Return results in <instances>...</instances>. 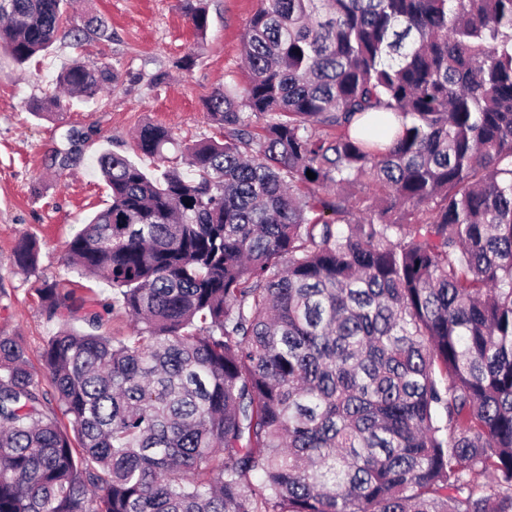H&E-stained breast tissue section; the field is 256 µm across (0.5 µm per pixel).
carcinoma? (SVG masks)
<instances>
[{
	"label": "carcinoma",
	"mask_w": 512,
	"mask_h": 512,
	"mask_svg": "<svg viewBox=\"0 0 512 512\" xmlns=\"http://www.w3.org/2000/svg\"><path fill=\"white\" fill-rule=\"evenodd\" d=\"M66 4L0 0V49L107 32ZM242 45L223 141L137 135L190 172L99 157L111 203L67 262L117 297L42 283L52 392L0 335V512H512V0H260Z\"/></svg>",
	"instance_id": "obj_1"
}]
</instances>
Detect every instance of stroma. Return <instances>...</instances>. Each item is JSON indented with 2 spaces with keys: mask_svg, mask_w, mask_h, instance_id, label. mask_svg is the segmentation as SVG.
Masks as SVG:
<instances>
[{
  "mask_svg": "<svg viewBox=\"0 0 512 512\" xmlns=\"http://www.w3.org/2000/svg\"><path fill=\"white\" fill-rule=\"evenodd\" d=\"M205 2L209 28L203 37L180 0H74L71 23L98 15L110 37L78 44L61 35L21 65L0 51V334L22 339L42 389H51L52 376L41 351L57 325L48 321L38 288L57 282L81 295L90 289L112 296L105 281L82 278L66 264L67 242L110 200L100 153L132 155L137 131L148 124L166 126L187 143L219 138L203 103L226 77L246 80L241 38L259 0ZM188 55L195 63L181 69ZM77 58L113 67L118 78L111 89L74 101L66 112L31 114L28 103L48 100L57 71ZM24 237L40 247L32 273L14 264V248Z\"/></svg>",
  "mask_w": 512,
  "mask_h": 512,
  "instance_id": "stroma-1",
  "label": "stroma"
}]
</instances>
